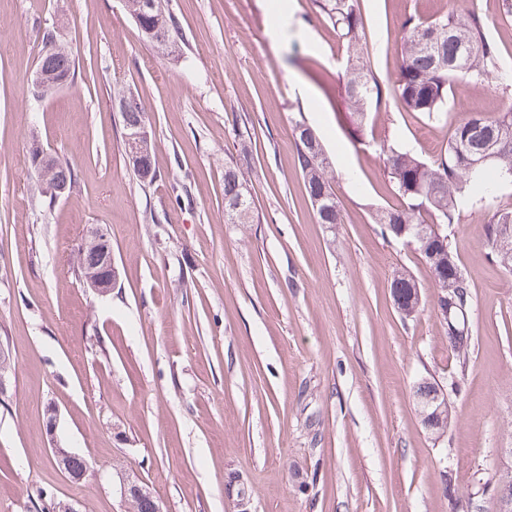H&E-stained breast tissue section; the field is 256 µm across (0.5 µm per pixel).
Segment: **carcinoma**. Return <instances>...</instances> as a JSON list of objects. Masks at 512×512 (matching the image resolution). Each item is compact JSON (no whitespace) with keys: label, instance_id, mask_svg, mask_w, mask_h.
I'll return each mask as SVG.
<instances>
[{"label":"carcinoma","instance_id":"cac0c4a2","mask_svg":"<svg viewBox=\"0 0 512 512\" xmlns=\"http://www.w3.org/2000/svg\"><path fill=\"white\" fill-rule=\"evenodd\" d=\"M162 7L149 13L146 22L160 34H171L174 19ZM322 21L336 34L345 50L347 101L353 113L365 119L382 111L383 99L393 97L407 112L436 117L447 105L449 94L461 84L494 81L512 82V73L501 67L498 45L486 33V21L480 14H458L453 10L432 19L411 16L401 25V59L394 83L384 86L371 66L373 45L366 30L362 0H314ZM38 67L49 81L75 72L72 52L59 41H52V53L40 57ZM147 122V108L135 96L125 110L123 127L134 128ZM297 165L307 186L309 198L325 194L322 207L314 210L317 223L333 228L342 223L336 196L333 170L322 144L312 128L295 124ZM492 148L494 158L477 163V151ZM387 176L396 203L376 210L374 223L383 236L397 237L390 226L414 224L429 227L439 224L441 235L458 219L460 206L485 208V202L500 180L512 182V112L498 117L473 115L456 126L444 152L428 164L418 155L394 145H380ZM251 159L247 154L224 170V207L231 224L254 223L255 210L244 180V169ZM41 179L73 180L67 165L56 160L47 171H38ZM500 224H512V208L497 209L482 224L483 235L501 266L512 271V235L497 232ZM415 250L428 266L438 288L437 302L454 301L448 327L465 326L471 305L469 284L459 279L460 264L451 242H415Z\"/></svg>","mask_w":512,"mask_h":512}]
</instances>
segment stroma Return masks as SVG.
<instances>
[{
    "instance_id": "35a3bbf8",
    "label": "stroma",
    "mask_w": 512,
    "mask_h": 512,
    "mask_svg": "<svg viewBox=\"0 0 512 512\" xmlns=\"http://www.w3.org/2000/svg\"><path fill=\"white\" fill-rule=\"evenodd\" d=\"M275 0H169L180 59L144 42L122 0H0V344L12 353L0 397V512H124L112 484L136 470L169 512H499L495 478L512 468V272L481 225L512 208L463 206L451 244L471 286L470 361L460 368L437 290L412 245L373 222L391 202L382 143L433 161L454 126L512 111V86L462 85L429 119L393 103L356 125L338 38L312 0H291L271 39ZM372 69L394 81L407 15L478 12L512 69V19L499 0H362ZM67 44L77 84L33 100L45 31ZM138 92L160 176L142 185L124 150L113 88ZM321 139L341 224L317 222L295 168L294 125ZM74 175L42 203L32 139ZM251 156L259 212L231 224L224 166ZM185 205H177V197ZM112 242L118 282L86 288L76 252L86 225ZM420 287L402 319L391 282ZM423 378L447 384L451 424L424 428ZM58 411L46 427V408ZM84 455L69 481L52 446Z\"/></svg>"
}]
</instances>
